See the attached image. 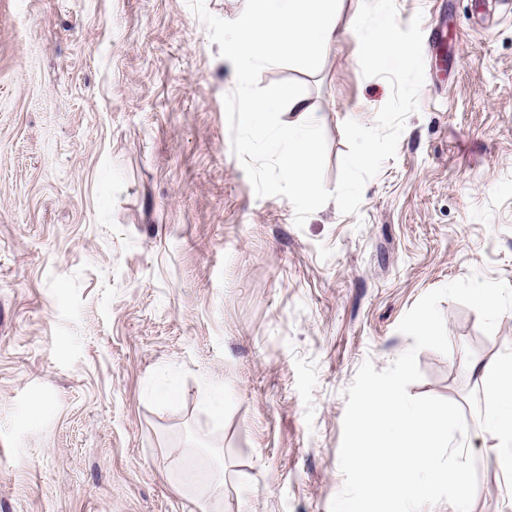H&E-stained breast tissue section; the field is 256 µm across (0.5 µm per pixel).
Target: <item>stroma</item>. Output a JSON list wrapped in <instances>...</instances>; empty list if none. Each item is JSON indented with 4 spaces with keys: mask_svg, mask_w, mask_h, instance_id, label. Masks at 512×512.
Masks as SVG:
<instances>
[{
    "mask_svg": "<svg viewBox=\"0 0 512 512\" xmlns=\"http://www.w3.org/2000/svg\"><path fill=\"white\" fill-rule=\"evenodd\" d=\"M253 5L0 0V512H330L359 366L412 345L397 326L425 293L512 284V6L396 0L446 31L419 109L359 214L299 228L231 152L222 49ZM322 56L305 94L332 190L344 122L391 89L353 37ZM440 310L450 352L420 351L408 392L463 402L470 512H512L464 367L512 355V312L488 336Z\"/></svg>",
    "mask_w": 512,
    "mask_h": 512,
    "instance_id": "1",
    "label": "stroma"
}]
</instances>
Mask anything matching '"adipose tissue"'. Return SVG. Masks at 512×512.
<instances>
[{
	"mask_svg": "<svg viewBox=\"0 0 512 512\" xmlns=\"http://www.w3.org/2000/svg\"><path fill=\"white\" fill-rule=\"evenodd\" d=\"M239 32L225 41V61L236 66L240 83H247L254 67L272 64L278 55L295 52L311 70L321 64L323 48L353 36L366 63L378 65L388 53L405 55L397 29L378 22L362 27L357 19L339 24L336 0H259L238 22ZM315 114L309 98L299 92L288 94V118L268 149L278 156L288 189L299 194L316 192ZM472 372L491 376L487 397L484 435L493 441V463L503 473L512 474V357L489 365L471 364Z\"/></svg>",
	"mask_w": 512,
	"mask_h": 512,
	"instance_id": "ef3b65f1",
	"label": "adipose tissue"
}]
</instances>
